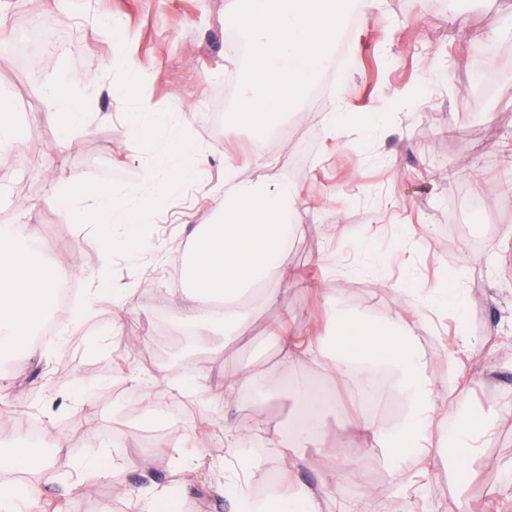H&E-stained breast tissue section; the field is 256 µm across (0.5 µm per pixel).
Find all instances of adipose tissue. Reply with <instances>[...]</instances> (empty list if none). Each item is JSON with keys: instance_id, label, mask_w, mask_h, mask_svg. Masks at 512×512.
<instances>
[{"instance_id": "ef3b65f1", "label": "adipose tissue", "mask_w": 512, "mask_h": 512, "mask_svg": "<svg viewBox=\"0 0 512 512\" xmlns=\"http://www.w3.org/2000/svg\"><path fill=\"white\" fill-rule=\"evenodd\" d=\"M96 82L92 75L73 76L65 82L48 78L47 124L58 129L82 124L90 110L87 91ZM298 199V190L290 182L244 181L234 167L226 168L223 184L211 194L218 220L192 229L180 255L181 295L168 299L172 305H188L185 324L193 335L232 341L249 323L253 306L268 293L287 297L295 283L288 248L297 229L292 217ZM59 281L60 273L49 264L43 244L15 228L0 227V356L32 349L35 327L57 310ZM420 289L410 272L398 286L403 295ZM425 292L428 305L450 308L465 317L464 288L440 282ZM330 318L334 325L330 348L303 349L293 338L282 337L279 367L287 368L303 357L320 366L330 365L339 375L360 366L355 395L361 398L368 394L371 381L365 364L388 358L401 371L396 396L404 402L406 415L392 429L378 430L366 422L361 430L395 458L429 449L431 434L444 416L433 402L434 384L410 335L335 312ZM319 405L309 388L298 387L294 412L279 428L280 438L292 447H323ZM487 429V418L480 412L455 429L456 467H467L475 460Z\"/></svg>"}]
</instances>
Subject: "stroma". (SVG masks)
Masks as SVG:
<instances>
[{"mask_svg":"<svg viewBox=\"0 0 512 512\" xmlns=\"http://www.w3.org/2000/svg\"><path fill=\"white\" fill-rule=\"evenodd\" d=\"M466 19L463 28L450 15ZM120 28H113V21ZM56 31L32 61L0 50V101L17 115L19 146L0 155V225L11 224L47 245L62 265L80 264L74 302L88 315L62 343L43 342L0 375V423H41L50 452L44 470L27 474L36 512H136L122 488L167 489L169 512H233L239 496L263 493L271 479L294 478L310 489L336 484L323 512H512V498L492 484L512 466V0H374L363 19L342 31L344 63L328 59L298 111L266 133L230 122L242 86L245 52L231 0H0V42L33 24ZM488 51L475 65V43ZM144 71L143 95L157 109L184 113L186 135L208 164L160 209L145 250L103 258L93 224L74 210L46 205L57 185L133 186L149 156L124 113L115 76L124 57ZM94 74L86 124L49 127L45 80ZM343 112L346 131L325 129ZM379 117L377 129L366 126ZM233 165L240 178L285 180L300 192L302 223L289 261L297 281L287 301L254 309L232 343L197 337L193 358L208 370L196 387L185 362L165 360L166 336L186 311L167 305L180 286L178 251L187 232L207 224V197ZM110 263L121 292L90 297L91 274ZM437 282L455 278L468 293L465 322L434 310L433 329L414 341L436 382L434 401L453 409L436 429L431 454L391 461L366 442L363 421L392 428L353 396L354 377L309 361L269 377L282 335L309 343L325 329V299L385 327L411 317L393 288L405 270ZM122 330L113 334L112 320ZM266 377V397L224 398L225 365ZM317 380L334 408L321 419L326 449L291 448L276 430L294 404L292 386ZM94 382V393L79 390ZM484 412L490 430L468 471L454 474L446 451L452 426ZM11 429L0 434L10 446ZM133 458V466L85 480L82 459ZM252 458L245 477L231 462ZM354 465L344 477L345 465Z\"/></svg>","mask_w":512,"mask_h":512,"instance_id":"obj_1","label":"stroma"}]
</instances>
